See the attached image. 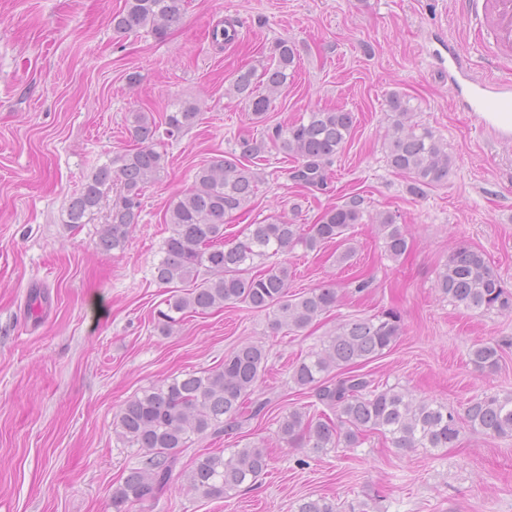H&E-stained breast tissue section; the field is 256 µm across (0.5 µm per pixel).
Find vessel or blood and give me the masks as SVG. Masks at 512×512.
Here are the masks:
<instances>
[{
  "mask_svg": "<svg viewBox=\"0 0 512 512\" xmlns=\"http://www.w3.org/2000/svg\"><path fill=\"white\" fill-rule=\"evenodd\" d=\"M463 14L473 17L489 31L500 55L512 57V0H458ZM449 71L469 79L462 106L479 119L512 114V79L471 75L468 63L457 51L448 53Z\"/></svg>",
  "mask_w": 512,
  "mask_h": 512,
  "instance_id": "1",
  "label": "vessel or blood"
}]
</instances>
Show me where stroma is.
<instances>
[{
	"mask_svg": "<svg viewBox=\"0 0 512 512\" xmlns=\"http://www.w3.org/2000/svg\"><path fill=\"white\" fill-rule=\"evenodd\" d=\"M124 0H0V512H114L112 491L138 462L114 433L120 407L161 380L208 370L253 341L269 353L254 399L264 416L204 447L263 441L269 467L253 487L212 499L187 490L194 450L154 500L126 512H293L298 500H367L371 512H512V438L462 431L451 448L401 450L378 433L357 448L313 454L278 441L277 421L310 402L290 380L292 366L318 350L343 320L394 312L395 346L366 370L375 379L456 410L483 393H512V315L463 311L436 287L459 242L482 251L512 290V139L503 140L460 109L465 87L448 78V51L465 53L487 75L492 37L476 41V22L454 0H184L164 39L148 30L119 35L111 17ZM236 24L237 40H211L215 25ZM280 39L297 50L293 80L264 124L225 90L238 68L262 69ZM448 145L446 182L416 196L387 164L384 135L391 92ZM187 101L198 123L158 149L166 158L122 251L97 247L108 205L68 229L66 208L82 181L134 147L131 111L162 118ZM315 108L353 112L356 123L323 189L289 176L291 159L271 151L251 205L227 219L224 235L274 215L311 224L347 197L364 199L350 231L356 251L338 262L335 245L279 256L292 294L336 285L339 305L294 336L273 330L267 314L237 305L195 314L168 336L155 317L168 295L154 278L169 235L171 197L195 169L237 151L240 139L286 124ZM396 214L411 249L384 251L373 222ZM369 282L364 292L354 276ZM47 299L28 312L33 292ZM500 348L499 369L478 372L469 351Z\"/></svg>",
	"mask_w": 512,
	"mask_h": 512,
	"instance_id": "obj_1",
	"label": "stroma"
}]
</instances>
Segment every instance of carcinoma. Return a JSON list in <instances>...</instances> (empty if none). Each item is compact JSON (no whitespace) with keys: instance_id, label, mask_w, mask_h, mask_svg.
Masks as SVG:
<instances>
[{"instance_id":"carcinoma-1","label":"carcinoma","mask_w":512,"mask_h":512,"mask_svg":"<svg viewBox=\"0 0 512 512\" xmlns=\"http://www.w3.org/2000/svg\"><path fill=\"white\" fill-rule=\"evenodd\" d=\"M182 2L125 0L124 8L112 15V30L129 34L148 29L161 39L180 20ZM296 65L294 45L279 40L262 78H255L252 68L241 69L227 94L244 101L252 119L260 123L294 77ZM388 107L384 146L389 167L410 179L414 195L448 180L452 160L447 144L416 120L406 96L391 93ZM198 117V108L186 102L174 105V111L161 121L150 112H131L130 132L137 147L114 156L87 177L71 200L66 226L75 229L85 223L113 191L108 222L101 225L97 245L106 251L124 250L139 223L145 191L165 170V155L156 145L165 138L181 137ZM353 128L351 112L312 109L286 126L266 128L258 142L242 140L240 154L230 153L196 168L191 187L173 197L164 215L170 235L154 277L171 294L165 300L166 309L159 311L160 334L172 333L190 313L204 314L238 303L272 314L277 330L303 332L336 307L335 288L317 287L290 295L287 266L257 271L255 261L288 253L298 245L309 251L331 242L344 246L347 231L361 223L362 197L352 195L325 208L313 224H290L279 217L251 224L244 239L231 243L224 242V221L243 211L256 195L261 182L256 159L266 149L295 160L290 177L296 184L319 189L326 185L329 168ZM375 223L388 256L405 255L408 233L397 223V216L382 212ZM180 285L189 289L183 292ZM436 287L458 309L512 312V293L503 288L484 254L466 243L449 254L438 271ZM400 335L399 320L392 312L338 324L319 350L292 366L291 382L313 391L315 401L293 406L279 418V440L326 454L336 448H356L374 432L404 450L451 448L465 427L490 437H512V394L477 397L460 414L398 386H380L362 372L389 351ZM500 359V349L491 344H476L470 352L471 363L481 371H495ZM267 364L264 346L246 342L225 355L222 363L199 374L166 378L121 406L114 432L125 447L138 449L140 461L113 489L112 505L119 510L127 503L154 499L168 485L183 451L197 441L232 433L246 416L262 414L266 403L252 401L250 395ZM267 469L264 443L254 441L227 454L222 450L196 454L184 471V480L189 490L220 499L254 484ZM294 512L338 510L335 501L320 496L299 500Z\"/></svg>"}]
</instances>
